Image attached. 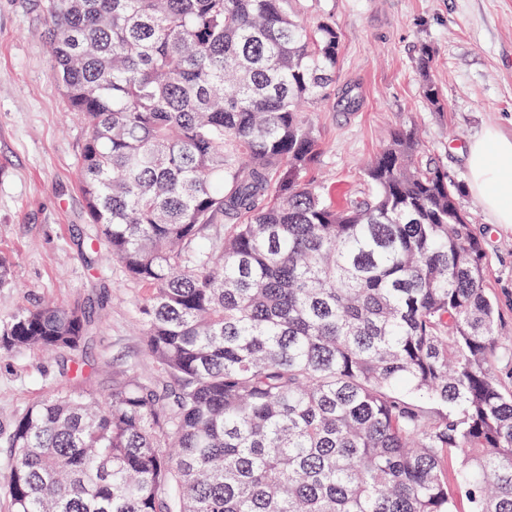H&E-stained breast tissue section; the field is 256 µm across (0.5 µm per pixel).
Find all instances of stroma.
I'll use <instances>...</instances> for the list:
<instances>
[{
    "mask_svg": "<svg viewBox=\"0 0 512 512\" xmlns=\"http://www.w3.org/2000/svg\"><path fill=\"white\" fill-rule=\"evenodd\" d=\"M306 23L327 17L341 33L332 95L313 115L322 150L313 171L335 199L364 190L363 169L387 131L414 121L428 154L460 188L476 229H489L488 279L512 336V227L493 225L467 188L464 152L490 125L512 135V0H290ZM46 0H0V255L12 283L0 288V324L20 309L54 300L88 306L92 326L79 353L88 384L112 390L124 370L154 377L158 367L139 333L142 288L88 243L76 179L85 137L52 80ZM430 54L421 72L417 58ZM442 94L431 109L425 80ZM354 87L358 104L340 97ZM69 356L27 351L0 358V442L29 405L59 382Z\"/></svg>",
    "mask_w": 512,
    "mask_h": 512,
    "instance_id": "35a3bbf8",
    "label": "stroma"
}]
</instances>
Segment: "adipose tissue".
<instances>
[{
	"mask_svg": "<svg viewBox=\"0 0 512 512\" xmlns=\"http://www.w3.org/2000/svg\"><path fill=\"white\" fill-rule=\"evenodd\" d=\"M468 186L494 223L512 226V136L489 127L465 153Z\"/></svg>",
	"mask_w": 512,
	"mask_h": 512,
	"instance_id": "1",
	"label": "adipose tissue"
}]
</instances>
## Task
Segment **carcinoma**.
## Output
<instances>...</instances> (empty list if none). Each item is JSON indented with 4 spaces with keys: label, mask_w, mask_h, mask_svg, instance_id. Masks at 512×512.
<instances>
[{
    "label": "carcinoma",
    "mask_w": 512,
    "mask_h": 512,
    "mask_svg": "<svg viewBox=\"0 0 512 512\" xmlns=\"http://www.w3.org/2000/svg\"><path fill=\"white\" fill-rule=\"evenodd\" d=\"M99 258L145 288L158 380L15 420L11 512H512V360L459 186L411 125L335 205L308 108L341 34L288 0H48ZM424 97L443 109L436 85ZM213 224H227L210 237ZM84 306L0 325L77 359ZM455 465L448 483V464ZM466 503V510L460 503Z\"/></svg>",
    "instance_id": "obj_1"
}]
</instances>
